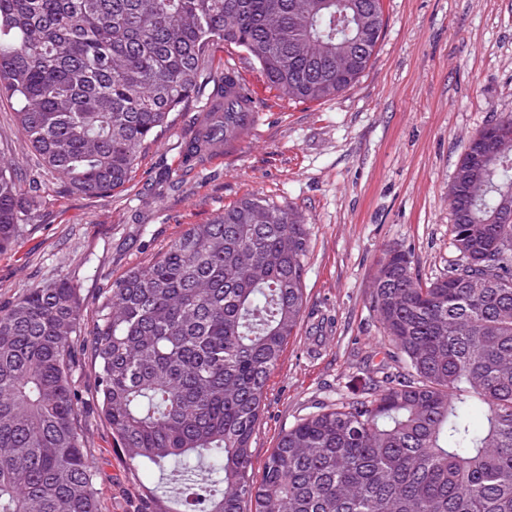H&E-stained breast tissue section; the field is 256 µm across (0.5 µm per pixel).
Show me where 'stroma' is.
<instances>
[{"instance_id": "35a3bbf8", "label": "stroma", "mask_w": 512, "mask_h": 512, "mask_svg": "<svg viewBox=\"0 0 512 512\" xmlns=\"http://www.w3.org/2000/svg\"><path fill=\"white\" fill-rule=\"evenodd\" d=\"M383 12L370 65L326 103L279 99L244 52L219 46L216 67L234 65L257 87L256 126L221 159L185 162L206 106L194 101L142 156L135 178L106 198L41 169L14 104L0 99V160L37 180L30 223L0 252V307L59 279L80 290L71 376L102 512H137L140 490L99 415L88 342L112 284L148 266L189 225L260 194L292 205L309 226L305 318L268 383L252 439L258 468L299 418L362 395L386 349L370 307L385 252L409 251L424 282L454 262L448 186L468 139L512 113V0H383Z\"/></svg>"}]
</instances>
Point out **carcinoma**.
<instances>
[{
  "mask_svg": "<svg viewBox=\"0 0 512 512\" xmlns=\"http://www.w3.org/2000/svg\"><path fill=\"white\" fill-rule=\"evenodd\" d=\"M372 0H0V95L20 135L71 189L107 197L195 99L210 110L183 150L194 161L248 130L243 78L214 66L233 45L288 101L322 103L357 83L378 42ZM341 75L293 73L290 32ZM490 164L460 159L448 197L457 253L422 283L391 249L371 305L406 373L299 419L255 479L253 433L268 383L306 310L310 231L291 206L250 195L192 224L112 285L90 340L96 394L144 512H512V114ZM35 187L0 162V251L29 221ZM80 290L65 279L0 308V512H100L71 383Z\"/></svg>",
  "mask_w": 512,
  "mask_h": 512,
  "instance_id": "obj_1",
  "label": "carcinoma"
}]
</instances>
